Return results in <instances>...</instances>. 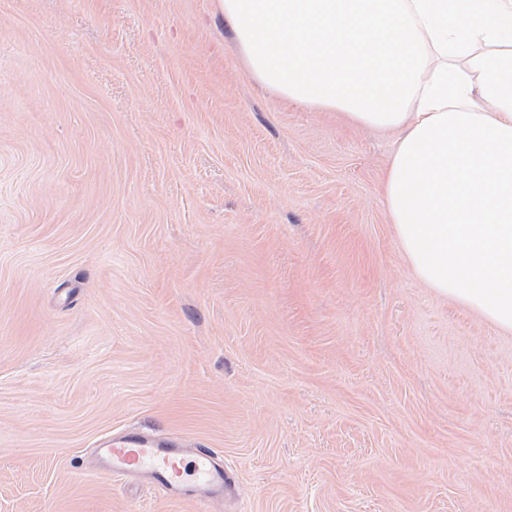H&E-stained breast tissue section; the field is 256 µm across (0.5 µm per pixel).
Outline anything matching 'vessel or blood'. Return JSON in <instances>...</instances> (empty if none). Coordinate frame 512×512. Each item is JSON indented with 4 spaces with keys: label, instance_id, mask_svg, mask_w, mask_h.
I'll use <instances>...</instances> for the list:
<instances>
[{
    "label": "vessel or blood",
    "instance_id": "b4317fda",
    "mask_svg": "<svg viewBox=\"0 0 512 512\" xmlns=\"http://www.w3.org/2000/svg\"><path fill=\"white\" fill-rule=\"evenodd\" d=\"M101 473L108 478L145 477L148 483L178 496L192 483L213 493L223 490L225 472L213 452L198 449L191 463H184L180 449L143 434L103 439L97 447Z\"/></svg>",
    "mask_w": 512,
    "mask_h": 512
}]
</instances>
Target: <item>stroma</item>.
<instances>
[{"instance_id": "stroma-1", "label": "stroma", "mask_w": 512, "mask_h": 512, "mask_svg": "<svg viewBox=\"0 0 512 512\" xmlns=\"http://www.w3.org/2000/svg\"><path fill=\"white\" fill-rule=\"evenodd\" d=\"M396 144L215 0H0V512H512V335L409 268ZM131 430L223 498L104 478Z\"/></svg>"}]
</instances>
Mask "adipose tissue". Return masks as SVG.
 Instances as JSON below:
<instances>
[{
  "mask_svg": "<svg viewBox=\"0 0 512 512\" xmlns=\"http://www.w3.org/2000/svg\"><path fill=\"white\" fill-rule=\"evenodd\" d=\"M252 76L398 131L385 205L415 276L512 334V0H215Z\"/></svg>",
  "mask_w": 512,
  "mask_h": 512,
  "instance_id": "ef3b65f1",
  "label": "adipose tissue"
}]
</instances>
